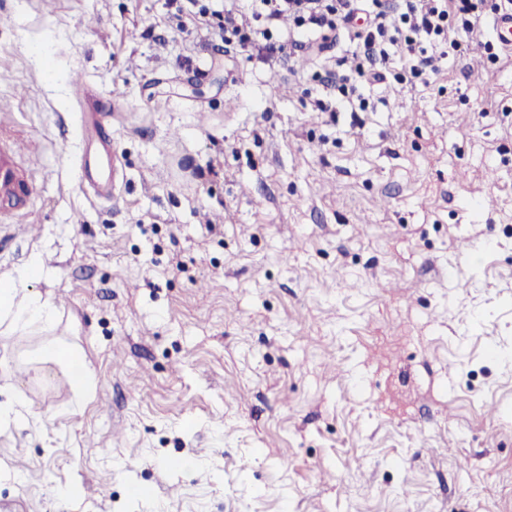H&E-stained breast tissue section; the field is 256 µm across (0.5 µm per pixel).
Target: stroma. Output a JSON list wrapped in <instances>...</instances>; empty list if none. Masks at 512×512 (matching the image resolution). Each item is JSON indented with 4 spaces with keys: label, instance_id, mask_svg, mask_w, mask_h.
<instances>
[{
    "label": "stroma",
    "instance_id": "stroma-1",
    "mask_svg": "<svg viewBox=\"0 0 512 512\" xmlns=\"http://www.w3.org/2000/svg\"><path fill=\"white\" fill-rule=\"evenodd\" d=\"M174 0H0V108L34 201L0 277L49 269L51 331L0 335V512H512V55L360 82L269 66ZM112 97L123 174L80 183L73 79ZM47 341L81 348L93 400ZM497 407L487 416L488 407ZM465 456L467 468L455 459ZM321 81L331 92L327 100L315 102V106L320 112H336L337 105L344 99L350 102L356 91V86L349 75H339L328 71L324 77H321ZM28 412L24 402L18 399H7L0 401V425L14 423L21 426L26 424Z\"/></svg>",
    "mask_w": 512,
    "mask_h": 512
}]
</instances>
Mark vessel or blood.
I'll return each instance as SVG.
<instances>
[{"label":"vessel or blood","mask_w":512,"mask_h":512,"mask_svg":"<svg viewBox=\"0 0 512 512\" xmlns=\"http://www.w3.org/2000/svg\"><path fill=\"white\" fill-rule=\"evenodd\" d=\"M493 34L499 45L512 51V10L499 13L493 20ZM75 125L82 150L77 157V166L82 178L87 179L94 195H111L120 172L114 158H104L93 153L96 144H106L112 139L109 110L104 96L84 89L77 104ZM20 151V141L9 138L5 148H0V201L19 202L35 196L37 184L30 172L21 169L15 162Z\"/></svg>","instance_id":"1"}]
</instances>
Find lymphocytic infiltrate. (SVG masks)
Here are the masks:
<instances>
[{"label":"lymphocytic infiltrate","instance_id":"f902f5d3","mask_svg":"<svg viewBox=\"0 0 512 512\" xmlns=\"http://www.w3.org/2000/svg\"><path fill=\"white\" fill-rule=\"evenodd\" d=\"M512 7V0H408L405 11L389 14L385 0H247L243 10L227 12L216 33L239 52H257L266 62L288 63L293 50L312 44L322 30L349 28L355 20L353 54L356 76L327 72L322 82L328 99L316 101L318 111L332 112L356 91L354 77L384 80L402 71L429 80L439 69L434 48L464 54V35L473 33L484 10ZM292 16L294 28L279 34L282 16Z\"/></svg>","mask_w":512,"mask_h":512}]
</instances>
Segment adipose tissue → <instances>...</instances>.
<instances>
[{
    "instance_id": "adipose-tissue-1",
    "label": "adipose tissue",
    "mask_w": 512,
    "mask_h": 512,
    "mask_svg": "<svg viewBox=\"0 0 512 512\" xmlns=\"http://www.w3.org/2000/svg\"><path fill=\"white\" fill-rule=\"evenodd\" d=\"M48 271L40 259H32L16 274L0 278V335L26 336L35 330L53 328L59 310L51 297L31 290L33 282L46 278ZM37 361L54 363L67 370L79 388L81 400H89L94 391V372L80 349L44 344L36 353Z\"/></svg>"
}]
</instances>
